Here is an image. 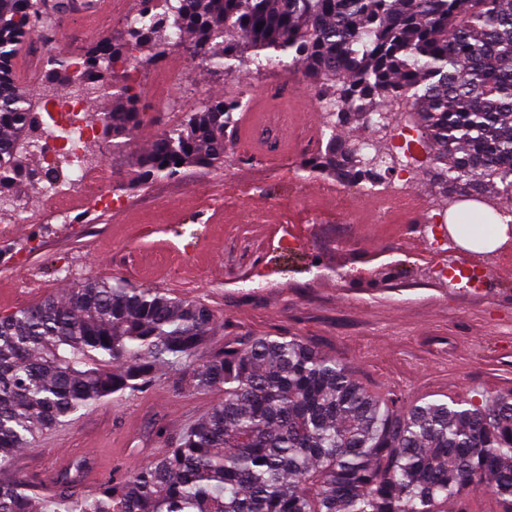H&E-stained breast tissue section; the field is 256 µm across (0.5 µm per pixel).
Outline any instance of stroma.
Returning a JSON list of instances; mask_svg holds the SVG:
<instances>
[{
  "label": "stroma",
  "mask_w": 512,
  "mask_h": 512,
  "mask_svg": "<svg viewBox=\"0 0 512 512\" xmlns=\"http://www.w3.org/2000/svg\"><path fill=\"white\" fill-rule=\"evenodd\" d=\"M38 10L43 22L30 32L32 44H39L48 33L74 54L95 44V36L85 33L79 16L53 12L49 0H38ZM158 73L180 78L165 100L154 94L152 78ZM284 84L306 98L314 96L301 71L287 63L267 70L250 65L228 78L214 73L205 60L190 59L184 50L170 46L139 74L137 94L142 104L159 114L161 124L172 126L212 98L249 101ZM323 117L317 106L307 114L294 112L288 154L270 165L242 167L241 177L256 182L296 168L305 149L315 144ZM157 127L144 128L120 153L112 152L98 132L86 150L95 160L107 161L122 183L130 179L138 154L150 144ZM244 151L238 138L230 137L223 166L186 172L177 196H193L203 189L212 197L232 194L234 187L226 182L224 170L235 165ZM308 202L329 212L342 204L363 220L308 224L302 213ZM267 208L269 222L259 231L238 224L234 209H226L222 232L187 271L160 270L144 279L134 256L143 249H171V236L149 231L142 222L139 200L120 212L89 200L81 210L83 223L19 225V243H27L35 233L40 242L25 265L0 259V289L29 279L43 292L58 295L68 282L88 276L106 281L123 277L209 305L218 316L207 344L211 352L244 336H302L344 360L369 390L404 401L512 393V274L500 276L501 286L493 297L461 293L434 281L428 269L435 257L425 240L407 228L392 234L384 225L369 222L367 197L345 195L338 182L328 192L321 179L299 176L297 181L280 183ZM283 231L304 233L307 256L319 257L324 272L307 271L300 263L274 287L238 293L230 278L242 276L256 259L267 256L270 235ZM176 379L173 373L162 376L143 391L103 401L77 420L39 436L33 447L14 458V476L57 488L59 474L94 448L103 451L104 470L145 465L164 448L167 438L179 435L221 398L217 392L175 389ZM156 419L163 423L165 437L146 436Z\"/></svg>",
  "instance_id": "obj_1"
}]
</instances>
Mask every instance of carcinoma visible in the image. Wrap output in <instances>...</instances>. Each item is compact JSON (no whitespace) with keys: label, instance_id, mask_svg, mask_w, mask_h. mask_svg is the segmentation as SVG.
Masks as SVG:
<instances>
[{"label":"carcinoma","instance_id":"obj_1","mask_svg":"<svg viewBox=\"0 0 512 512\" xmlns=\"http://www.w3.org/2000/svg\"><path fill=\"white\" fill-rule=\"evenodd\" d=\"M40 23L36 0H0L1 203L18 200L20 157L35 142L36 109L10 62ZM175 35L226 76L283 55L301 67L327 115L301 171L378 184L386 163L337 127L373 130L394 114L416 127L424 174L443 200L477 193L496 202L491 214L459 213L460 236L487 239L501 209H512V0H142L129 39L98 40L80 54L81 73L61 49L46 74L112 98L99 120L121 151L158 118L128 82L98 67H135L132 50L148 45L150 62ZM243 109L219 97L159 130L127 188L223 163ZM215 324L206 304L121 277H88L64 297L1 314L0 472L39 435L145 389L163 370L179 374V390L223 397L151 463L115 473L96 496L76 494L78 459L56 498L1 478L0 512H469L477 494L512 512V394L405 404L370 391L345 361L301 336H248L206 356Z\"/></svg>","mask_w":512,"mask_h":512}]
</instances>
